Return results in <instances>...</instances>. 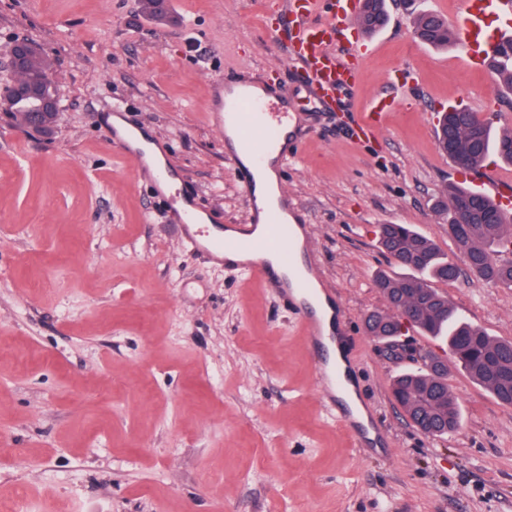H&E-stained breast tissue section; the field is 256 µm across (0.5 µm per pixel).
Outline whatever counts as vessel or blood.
<instances>
[{
	"label": "vessel or blood",
	"instance_id": "b4317fda",
	"mask_svg": "<svg viewBox=\"0 0 512 512\" xmlns=\"http://www.w3.org/2000/svg\"><path fill=\"white\" fill-rule=\"evenodd\" d=\"M319 8L328 14V21H312V14ZM283 10L292 20L286 28L272 29L271 35L288 48L292 67L310 83L314 96L332 105L339 94L352 93L356 82L353 69L335 62L327 46L345 24L355 21L356 0H284ZM488 12L511 19L512 0H468L467 18L459 29L466 59H483L491 49L492 40L482 27ZM213 87L211 127L220 133L226 127H234L254 168L271 159L283 163L287 155L279 151L278 145L295 137L294 115L288 110L287 96L264 99L243 89L228 104L224 101L223 82H214ZM138 138L139 129L132 125L113 133L112 144L134 163L140 176L154 186L163 185L170 178L169 167L148 163L147 152L138 146ZM243 178L250 223L238 225L233 236L217 233L208 213L191 202L172 212L178 237L190 250L218 266L226 265L228 254H238L241 261L235 264V271L270 289L295 311L306 329L308 349L317 362L319 391L326 401L338 404L346 384L336 369L334 340L324 330L326 312L318 290L311 277L297 267L298 248L294 226L289 221L288 194L283 191L277 199H270L257 192L251 171L244 172Z\"/></svg>",
	"mask_w": 512,
	"mask_h": 512
}]
</instances>
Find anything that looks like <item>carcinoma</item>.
Here are the masks:
<instances>
[{"label":"carcinoma","instance_id":"carcinoma-1","mask_svg":"<svg viewBox=\"0 0 512 512\" xmlns=\"http://www.w3.org/2000/svg\"><path fill=\"white\" fill-rule=\"evenodd\" d=\"M386 0H362L356 26L374 34L388 22ZM415 34L435 48L457 42L440 15L428 12L414 17ZM498 86L512 94V36L498 39L485 61ZM21 84L15 95V113L24 115L33 95H58L52 80L50 56L33 48L19 61ZM439 150L453 163L468 170L485 162L491 152L512 164V131L495 135L489 123L475 120L474 113L452 107L443 114L437 132ZM470 202L463 234L448 232L459 253L468 257L467 270L476 278L512 287V218L502 213L481 190L452 185L440 206L448 212V225L456 224L451 205ZM379 244L393 263L410 271L407 276L379 274L376 286L388 310L364 316L366 333L379 342H390L402 322L417 327L428 336L448 338L455 363L475 383L486 389L500 404L512 407V340L488 335L482 329L455 318L448 297L433 287L435 282H453L459 268L430 238L406 224H382ZM392 396L411 424L421 433L441 438L459 426V405L448 387V369L424 364L419 370L401 374L392 386Z\"/></svg>","mask_w":512,"mask_h":512}]
</instances>
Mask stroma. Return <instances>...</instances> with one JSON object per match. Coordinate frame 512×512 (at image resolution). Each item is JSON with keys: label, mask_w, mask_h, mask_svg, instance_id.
Masks as SVG:
<instances>
[{"label": "stroma", "mask_w": 512, "mask_h": 512, "mask_svg": "<svg viewBox=\"0 0 512 512\" xmlns=\"http://www.w3.org/2000/svg\"><path fill=\"white\" fill-rule=\"evenodd\" d=\"M269 0H0V55L44 47L63 109L49 133L0 112V501L25 512H512V407L462 371L448 383L460 426L432 439L391 396L412 362L389 358L364 316L386 302L380 225L409 224L448 258L435 203L465 175L436 145L435 118L464 107L512 129L481 62L414 35L422 10L456 26L465 0L390 5L354 57L353 100L322 107L302 80L288 108L303 133L281 172L311 261L340 309L348 360L379 448L360 449L318 391L297 316L174 236L166 198L113 150L124 102L143 119L181 191L228 224L248 215L237 171L206 117L213 83L287 69L265 25ZM399 94L375 138L347 133ZM459 317L512 339V288L469 275L439 284Z\"/></svg>", "instance_id": "1"}]
</instances>
